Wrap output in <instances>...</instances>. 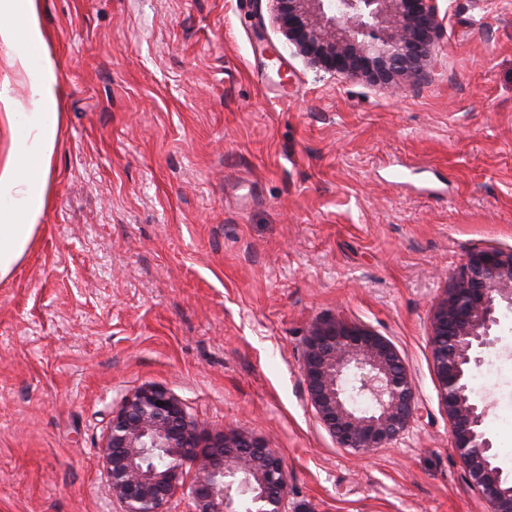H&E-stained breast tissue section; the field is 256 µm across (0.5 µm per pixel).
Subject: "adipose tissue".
<instances>
[{"label": "adipose tissue", "mask_w": 512, "mask_h": 512, "mask_svg": "<svg viewBox=\"0 0 512 512\" xmlns=\"http://www.w3.org/2000/svg\"><path fill=\"white\" fill-rule=\"evenodd\" d=\"M40 0H0V42L19 44L16 63L29 80L30 111L14 113L8 92L0 106L8 121H19L23 134L12 156L0 165V280L7 277L30 247L48 199L45 173L60 135L56 79L51 65L33 66L32 52L46 47L39 23Z\"/></svg>", "instance_id": "obj_1"}]
</instances>
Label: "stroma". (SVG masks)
<instances>
[{
    "label": "stroma",
    "instance_id": "1",
    "mask_svg": "<svg viewBox=\"0 0 512 512\" xmlns=\"http://www.w3.org/2000/svg\"><path fill=\"white\" fill-rule=\"evenodd\" d=\"M414 81L336 76L271 0H41L62 131L33 243L0 281V512H121L113 411L170 390L204 435L274 449L290 512H490L437 390L433 310L512 248V0H440ZM0 43V87L29 86ZM341 315L418 398L396 446L339 447L301 374ZM470 381L512 476V309Z\"/></svg>",
    "mask_w": 512,
    "mask_h": 512
}]
</instances>
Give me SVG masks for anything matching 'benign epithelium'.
<instances>
[{
  "label": "benign epithelium",
  "mask_w": 512,
  "mask_h": 512,
  "mask_svg": "<svg viewBox=\"0 0 512 512\" xmlns=\"http://www.w3.org/2000/svg\"><path fill=\"white\" fill-rule=\"evenodd\" d=\"M276 20L301 55L337 75L369 69L382 77H420L422 61L438 36V0H273ZM512 308V250L470 253L432 317V357L452 439L467 481L491 503L512 512V481L494 465L483 424L491 404L472 396L470 379L496 337L501 306ZM357 375L372 410L350 403L345 379ZM311 406L343 448L372 451L398 440L417 412L414 383L395 346L371 328L342 316L313 325L302 363ZM202 432L170 391L144 387L112 415L102 466L109 490L124 512H163L183 489L185 465L193 512H240L236 497L250 495L247 512H288V474L273 449L248 436L221 433L199 450ZM161 457L163 466H147Z\"/></svg>",
  "instance_id": "1"
}]
</instances>
